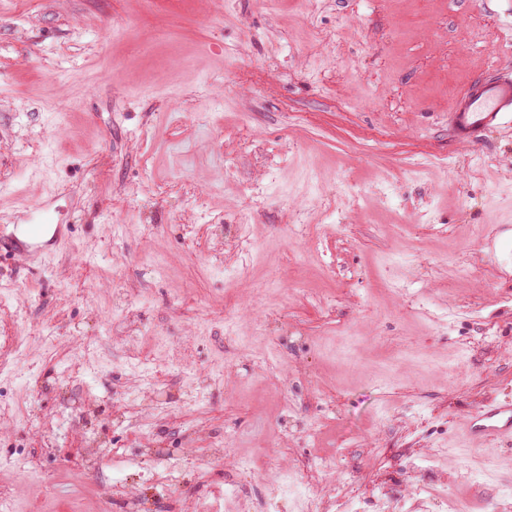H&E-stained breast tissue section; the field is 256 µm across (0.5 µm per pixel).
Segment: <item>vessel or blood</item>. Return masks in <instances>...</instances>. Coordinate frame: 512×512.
<instances>
[{
  "instance_id": "vessel-or-blood-1",
  "label": "vessel or blood",
  "mask_w": 512,
  "mask_h": 512,
  "mask_svg": "<svg viewBox=\"0 0 512 512\" xmlns=\"http://www.w3.org/2000/svg\"><path fill=\"white\" fill-rule=\"evenodd\" d=\"M453 137L470 143L487 130L512 125V75H491L478 79L454 103L449 114ZM47 231L43 224H26L19 233L0 237V256H17L42 251ZM465 432L487 441H512V401L492 402L471 414Z\"/></svg>"
}]
</instances>
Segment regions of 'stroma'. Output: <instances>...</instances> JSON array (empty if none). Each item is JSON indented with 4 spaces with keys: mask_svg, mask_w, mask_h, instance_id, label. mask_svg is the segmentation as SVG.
<instances>
[{
    "mask_svg": "<svg viewBox=\"0 0 512 512\" xmlns=\"http://www.w3.org/2000/svg\"><path fill=\"white\" fill-rule=\"evenodd\" d=\"M492 72L512 0H0V234L71 227L0 262L11 512H121L102 479L160 512H512V445L463 431L512 401V125L448 126Z\"/></svg>",
    "mask_w": 512,
    "mask_h": 512,
    "instance_id": "1",
    "label": "stroma"
}]
</instances>
